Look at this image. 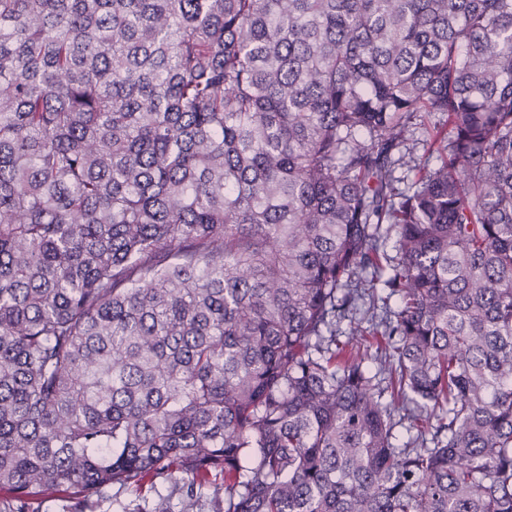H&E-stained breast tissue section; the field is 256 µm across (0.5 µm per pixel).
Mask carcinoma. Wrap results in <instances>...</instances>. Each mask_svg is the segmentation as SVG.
Here are the masks:
<instances>
[{
	"label": "carcinoma",
	"mask_w": 512,
	"mask_h": 512,
	"mask_svg": "<svg viewBox=\"0 0 512 512\" xmlns=\"http://www.w3.org/2000/svg\"><path fill=\"white\" fill-rule=\"evenodd\" d=\"M217 476L512 512V0H0V512ZM65 494H57L53 497L38 495L33 497L29 502V512H73L70 510L72 505L71 499Z\"/></svg>",
	"instance_id": "cac0c4a2"
}]
</instances>
